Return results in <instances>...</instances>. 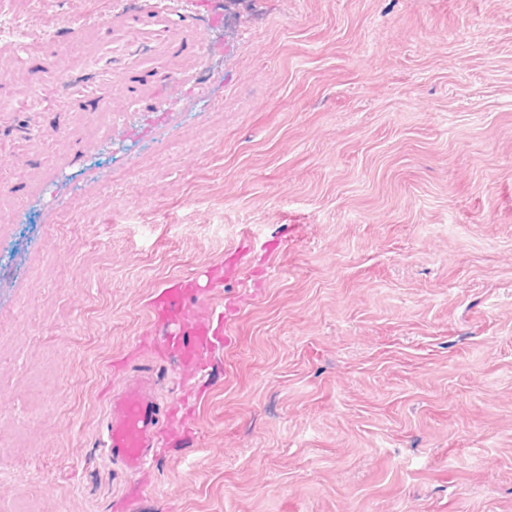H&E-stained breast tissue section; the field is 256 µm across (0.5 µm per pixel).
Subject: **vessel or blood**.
Instances as JSON below:
<instances>
[{
	"instance_id": "b4317fda",
	"label": "vessel or blood",
	"mask_w": 512,
	"mask_h": 512,
	"mask_svg": "<svg viewBox=\"0 0 512 512\" xmlns=\"http://www.w3.org/2000/svg\"><path fill=\"white\" fill-rule=\"evenodd\" d=\"M91 32L85 53L68 69L70 88L87 86L101 77L110 82L133 78L138 96L154 93L159 59L192 49L194 56L206 54V43L187 20H175L162 0H153L144 14L129 15L111 9L87 17L74 29V36ZM201 291L188 280H171L150 301L156 321L166 325V343L180 363L196 370L200 351L223 340L227 324L223 311L209 312L206 319L192 322L194 299ZM165 438L159 419V396L150 376L125 379L119 393L110 396L102 444L108 457L130 473L149 467Z\"/></svg>"
}]
</instances>
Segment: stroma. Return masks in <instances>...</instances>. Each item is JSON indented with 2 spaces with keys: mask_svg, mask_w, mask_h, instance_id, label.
I'll list each match as a JSON object with an SVG mask.
<instances>
[{
  "mask_svg": "<svg viewBox=\"0 0 512 512\" xmlns=\"http://www.w3.org/2000/svg\"><path fill=\"white\" fill-rule=\"evenodd\" d=\"M112 0H0L28 40ZM164 111L57 97L68 41L0 58V512H512V0H203ZM235 265L204 374L149 334ZM150 370L147 475L102 446ZM39 72L37 71L30 82L27 94L25 95V101L30 105L28 109H22L18 105L16 98H5L0 97V112H34L38 110V95L39 92Z\"/></svg>",
  "mask_w": 512,
  "mask_h": 512,
  "instance_id": "stroma-1",
  "label": "stroma"
}]
</instances>
